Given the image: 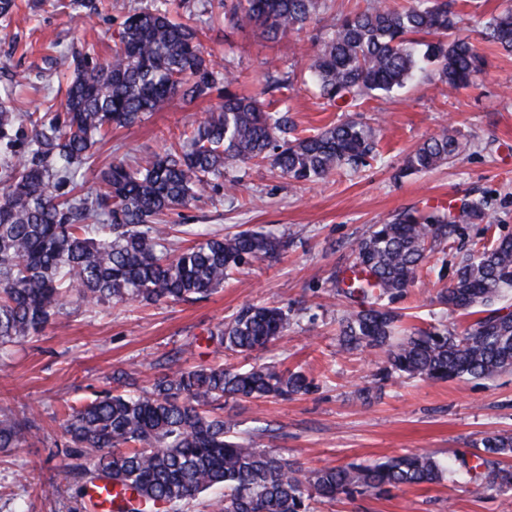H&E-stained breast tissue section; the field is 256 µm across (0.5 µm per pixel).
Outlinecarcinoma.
I'll use <instances>...</instances> for the list:
<instances>
[{"mask_svg":"<svg viewBox=\"0 0 512 512\" xmlns=\"http://www.w3.org/2000/svg\"><path fill=\"white\" fill-rule=\"evenodd\" d=\"M234 26L255 25L277 40L302 31L326 0H218ZM455 0H412L395 7L367 0L336 22L311 58L307 78L329 103L351 106L375 91L399 90L426 66L454 91L480 71L481 56L457 34ZM485 39L512 52V4L484 24ZM70 70L64 111L19 116L0 97V358L11 346L39 337L64 313L69 296L81 304L196 301L224 283L228 271L275 260L282 237L248 229L224 237L201 228L195 244L170 246L172 227L157 223L167 210L189 206L236 163L268 162L295 182L324 181L345 166L369 165L373 129L348 117L306 137H288L292 123L260 98L232 91L231 68L219 66L198 29L175 22L166 9L129 14L112 56H55ZM222 87L216 111L183 133L177 145L144 162H112L97 174L98 192L76 194L74 178L90 165L112 127H128L180 95L196 100ZM30 126L25 137L24 125ZM467 143L443 131L427 138L399 176L425 171L459 156ZM470 219L493 217L487 199L465 204ZM463 236L450 214L410 210L375 224L354 249L346 298L358 304L340 320L345 352L380 349L378 375L449 381L492 379L512 372V321L494 304L512 292V236L473 247L455 267L439 303L476 319L460 332L400 334L392 304L418 279L428 252ZM292 309L247 304L210 331L209 340L247 355L288 330ZM302 372L270 364L177 368L150 391H104L81 405L63 406L68 468L85 497L89 487L112 484L121 512H166L207 491L221 494L222 512H309L313 497L381 495L392 488L465 481L512 490V435L481 440L474 460L450 468L428 452L405 453L370 465L303 470L293 461L234 435L220 413L224 399L287 398L307 393ZM33 417L0 420V448H22L36 438Z\"/></svg>","mask_w":512,"mask_h":512,"instance_id":"obj_1","label":"carcinoma"}]
</instances>
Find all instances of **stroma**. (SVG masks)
Masks as SVG:
<instances>
[{
	"mask_svg": "<svg viewBox=\"0 0 512 512\" xmlns=\"http://www.w3.org/2000/svg\"><path fill=\"white\" fill-rule=\"evenodd\" d=\"M69 0H17L9 20H0V94L12 90L18 112L61 110L64 92L46 58L58 49L93 50L111 56L113 39L126 16L151 9L158 0H98L84 16ZM503 0H460L465 35L484 61L473 83L448 92L433 71L418 73L400 92L375 94L358 111L324 103L313 88L288 95L264 92L266 75L285 76L322 46L337 18L365 0H328L327 8L300 32L269 41L251 26L224 18L204 24L201 41L214 60L237 75V92L262 94L273 109L288 108L295 133L307 136L351 115L375 133L376 157L360 171L341 170L317 183H296L270 166L235 164L241 179L231 195L214 191L191 206L170 212L169 224H206L225 233L262 228L282 235L288 248L273 261L234 269L207 299L194 303L70 305L38 340L13 347L0 366V415H34L39 437L23 448L0 449V512H78L76 481L67 461L58 416L64 403L90 401L113 388L111 374L129 373L138 387L151 388L178 364L221 363L240 367L273 363L303 371L315 388L288 400H228L224 415L238 435L283 454L306 469L373 463L405 452L429 451L441 461L471 456L491 433L512 434V373L486 381L448 382L375 373L378 350L349 354L339 347V320L348 301L334 286L345 277L353 249L371 225L405 210L451 211L465 225L461 240L448 244L441 271L423 274L398 300L405 327L459 331L470 318L438 304L463 253L486 243L483 225L470 222L463 205L486 197L495 224L512 233V54L489 47L485 21ZM221 102L219 94L185 101L173 98L137 124L113 130L98 146L97 167L123 159L138 161L163 152ZM448 130L468 147L433 169L401 176L405 160L425 139ZM269 303L296 308L285 336L244 357L209 341L211 330L243 305ZM372 399L362 403L359 389ZM313 512H512V491L441 481L393 489L379 496H338L312 502Z\"/></svg>",
	"mask_w": 512,
	"mask_h": 512,
	"instance_id": "1",
	"label": "stroma"
}]
</instances>
